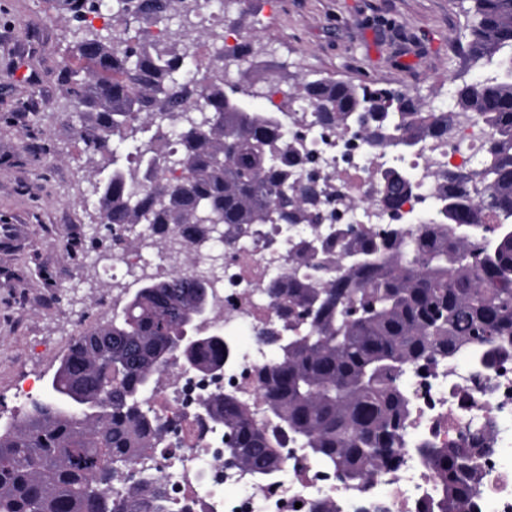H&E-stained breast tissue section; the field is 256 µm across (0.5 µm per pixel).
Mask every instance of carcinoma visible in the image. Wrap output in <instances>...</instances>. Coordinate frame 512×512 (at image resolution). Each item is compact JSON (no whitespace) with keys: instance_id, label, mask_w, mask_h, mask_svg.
I'll return each mask as SVG.
<instances>
[{"instance_id":"1","label":"carcinoma","mask_w":512,"mask_h":512,"mask_svg":"<svg viewBox=\"0 0 512 512\" xmlns=\"http://www.w3.org/2000/svg\"><path fill=\"white\" fill-rule=\"evenodd\" d=\"M200 0H112L123 35L85 32L72 52L87 79L67 78L73 109L92 122L78 135L112 167L96 181L100 223L126 231L144 224L158 243L174 233L192 243L205 224H321L331 203L322 183L288 174L292 146L280 111L253 109L259 94L196 62L200 28L164 44L129 24L158 27L199 9ZM470 64L488 69L454 87L457 111L485 127L488 145L476 168L442 188L432 207L382 234L341 244L340 272L315 261L335 236L315 235L298 253L304 267L288 286L272 282V305L288 312L291 335L268 327L257 339L277 356L259 374L266 423L256 424L233 392L205 401L215 429L230 434L237 466L260 478L283 465L279 448L301 442L314 460L360 485L396 467L407 450L430 469L437 496L428 512H470L481 479L476 449L406 442L413 394L401 377L468 349L484 369L512 350V0H461ZM386 89L301 73L284 91L317 128L350 134L380 151L423 153L446 139L451 113L408 91L390 104ZM174 148L159 158L155 137L128 164L117 146L151 129ZM165 168L181 170L175 181ZM412 189L405 169L388 170L380 202L394 218ZM209 289L198 279L146 282L112 322L80 333L50 381V394L0 427V512H115L107 499L119 470L163 437L142 402L170 355L189 367L233 366L232 346L203 338L176 348L196 328ZM120 512H169L165 494L125 490Z\"/></svg>"}]
</instances>
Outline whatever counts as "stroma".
<instances>
[{"label": "stroma", "instance_id": "35a3bbf8", "mask_svg": "<svg viewBox=\"0 0 512 512\" xmlns=\"http://www.w3.org/2000/svg\"><path fill=\"white\" fill-rule=\"evenodd\" d=\"M459 0H232L224 26L252 53L256 88L299 73L409 91L443 111L455 81L475 82L455 41ZM88 22L71 0H0V420L21 418L16 389L49 382L74 338L110 323L130 289L101 278L112 243L91 179L103 178L62 82Z\"/></svg>", "mask_w": 512, "mask_h": 512}]
</instances>
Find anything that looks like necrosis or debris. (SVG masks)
Masks as SVG:
<instances>
[{"mask_svg":"<svg viewBox=\"0 0 512 512\" xmlns=\"http://www.w3.org/2000/svg\"><path fill=\"white\" fill-rule=\"evenodd\" d=\"M485 140L482 126L470 113L460 112L448 140L429 141L423 155L405 157L414 187L403 212L436 195L438 177L468 173ZM308 147L332 177L328 190L337 226L369 233L389 223L379 202V176L391 166L390 155L348 136L325 141L314 131ZM311 235L307 224H257L240 234L218 225L200 245L190 247L171 237L151 261L131 245L115 253L104 275L122 286L174 275L206 277L213 298L203 331L252 333L262 326L280 327L281 317L265 289L292 275L297 248ZM274 361L254 342L240 349L234 370L217 375L185 369L180 356H173L144 396L165 434L156 448L138 457L136 478L160 486L171 512H317L325 503L335 504L338 512H421L436 486L430 471L409 455L398 468L382 470L363 485L345 483L335 471L313 464L307 449L294 443L288 446L286 465L269 482L226 463L224 440L212 433L202 401L216 392L235 391L254 413H261L257 375ZM406 381L415 392L407 439L454 447L468 434L482 433L488 452L481 460L479 512H512V360L483 374L463 349L438 359L427 376L410 374Z\"/></svg>","mask_w":512,"mask_h":512,"instance_id":"necrosis-or-debris-1","label":"necrosis or debris"}]
</instances>
